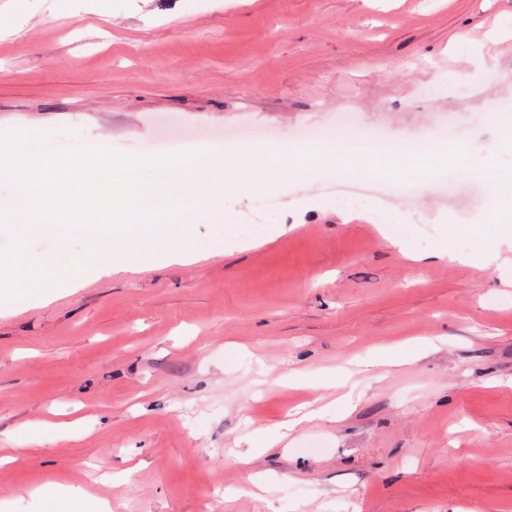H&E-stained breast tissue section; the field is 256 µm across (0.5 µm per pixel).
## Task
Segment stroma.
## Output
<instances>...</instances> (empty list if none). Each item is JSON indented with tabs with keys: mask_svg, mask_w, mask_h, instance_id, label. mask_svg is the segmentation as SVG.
Segmentation results:
<instances>
[{
	"mask_svg": "<svg viewBox=\"0 0 512 512\" xmlns=\"http://www.w3.org/2000/svg\"><path fill=\"white\" fill-rule=\"evenodd\" d=\"M506 27L512 0H0V133L30 154L345 111L461 133L454 193L288 178L274 216L230 194L133 271L0 211V252L86 267L0 302V512H512V218L493 253L448 230L512 190Z\"/></svg>",
	"mask_w": 512,
	"mask_h": 512,
	"instance_id": "stroma-1",
	"label": "stroma"
}]
</instances>
